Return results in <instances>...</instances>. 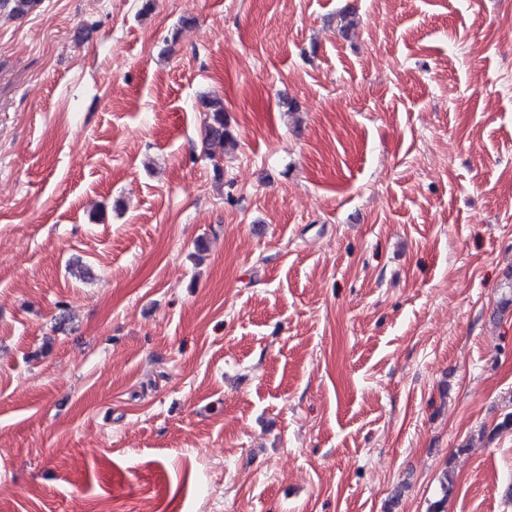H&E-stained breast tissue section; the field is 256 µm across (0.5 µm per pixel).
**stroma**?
I'll return each mask as SVG.
<instances>
[{
    "label": "stroma",
    "mask_w": 512,
    "mask_h": 512,
    "mask_svg": "<svg viewBox=\"0 0 512 512\" xmlns=\"http://www.w3.org/2000/svg\"><path fill=\"white\" fill-rule=\"evenodd\" d=\"M510 77L512 0L1 15L0 512H512ZM201 106L207 112L204 127V147H214L221 150H234L237 142L224 119V102L217 97H204Z\"/></svg>",
    "instance_id": "1"
}]
</instances>
